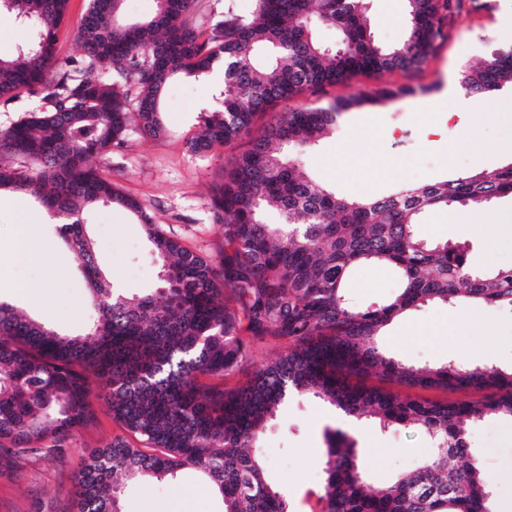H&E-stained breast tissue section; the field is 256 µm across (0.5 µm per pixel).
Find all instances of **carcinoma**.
Segmentation results:
<instances>
[{
  "label": "carcinoma",
  "instance_id": "1",
  "mask_svg": "<svg viewBox=\"0 0 512 512\" xmlns=\"http://www.w3.org/2000/svg\"><path fill=\"white\" fill-rule=\"evenodd\" d=\"M406 2L408 36L385 48L370 30L365 0H255L246 15L224 0L203 23L194 0H158L156 13L138 22L124 19L123 0H90L78 26L83 56L63 63L56 35L69 0H0V15L29 30L13 56L0 57V102L21 92L43 100L0 129V191L28 193L65 219L56 233L79 261L93 312L86 334L61 336L0 302L1 458L19 467L63 457L97 421L103 399L123 434L90 449L74 474L77 512H121L123 483L165 482L188 468L211 482L224 512H290L254 448L288 398L311 394L384 430L418 429L431 445L416 469L372 486L354 442L326 431L323 512H491V480L472 458L469 430L489 413L512 419V369L464 361L415 367L384 355L378 340L395 319L429 303L512 308V269L475 271L460 246L427 242L416 230L434 211L512 197V163L371 199L315 184L302 154L335 133L344 111L403 87L296 108L252 134L255 117L278 101L426 64L443 16L462 0ZM322 26L336 29L337 45L317 39ZM215 67L224 82L189 150L249 142L213 184L210 208L223 244L207 259L153 223L91 159L123 147L134 120L144 135H162L168 81L206 78ZM460 84L478 104L493 105L512 87V49H494L462 70ZM100 203L140 218L165 267L159 287L131 296L111 287L83 217ZM267 205L279 222L266 221ZM367 265L394 270L398 288L356 308L346 281ZM260 345L282 351L255 367ZM373 373L400 388L492 396L448 403L349 383ZM241 376L245 382L227 387Z\"/></svg>",
  "mask_w": 512,
  "mask_h": 512
}]
</instances>
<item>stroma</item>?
<instances>
[{
    "mask_svg": "<svg viewBox=\"0 0 512 512\" xmlns=\"http://www.w3.org/2000/svg\"><path fill=\"white\" fill-rule=\"evenodd\" d=\"M405 0H372L369 16L374 34L387 46L401 43L407 29ZM512 28V0H463L446 18L444 37L428 63L418 71L387 72L276 103L272 114L317 107L361 89L412 88L409 96L383 100L343 115L334 135L309 150L303 163L316 184L348 198L385 196L401 187L430 184L458 175L493 170L511 156L489 154L474 159L465 151L449 152L448 144L463 132L464 113H450L440 91L465 67L479 66L488 47L504 43ZM221 77L194 80L183 76L166 85L160 101L164 132L144 137L131 124L124 147L95 157L94 167L121 192L138 200L154 223L187 249L215 256L222 230L212 220L211 188L226 156L247 149L246 141L210 155L193 154L188 139L211 111ZM43 219L40 257L29 264L12 263L9 255L20 224ZM84 220L99 267L113 286L133 295L156 288L158 263L136 215L113 205L87 209ZM49 211L28 194L0 192V300L64 335L84 333L89 321L88 284L69 247L56 235ZM423 237L462 246L468 264L479 271L512 269V244L492 245L466 232L450 211L430 214L419 227ZM21 284L29 296L13 295ZM391 270L356 269L346 292L355 306L377 303L395 293ZM383 352L417 366L450 360L512 367V310L472 304L433 303L394 321L381 339ZM338 411L308 395L292 396L274 425L260 440L270 480L288 493L292 512H316L324 481L326 427L340 426ZM121 432L107 411L82 430L62 458L36 468L13 470L0 462V512H72L73 476L84 449L96 448ZM348 434L366 462L368 482L377 486L415 469L429 451L425 435L415 429L383 431L373 421L359 420ZM472 453L491 477L493 512H512V420L487 416L469 433ZM121 512H222L223 503L194 471L185 470L168 483H129Z\"/></svg>",
    "mask_w": 512,
    "mask_h": 512,
    "instance_id": "1",
    "label": "stroma"
}]
</instances>
